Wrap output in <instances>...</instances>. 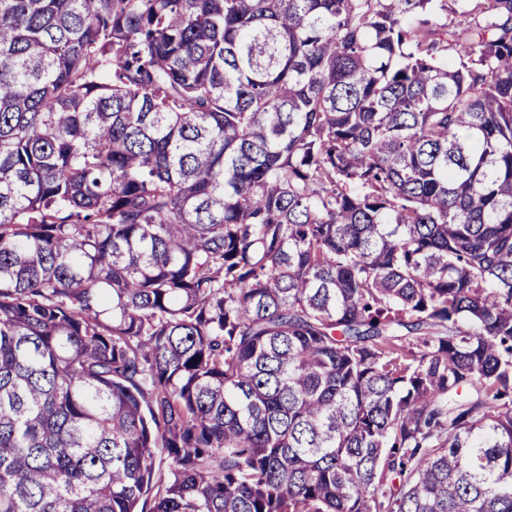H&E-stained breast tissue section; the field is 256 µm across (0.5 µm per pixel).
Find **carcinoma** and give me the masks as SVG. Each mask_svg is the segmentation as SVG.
<instances>
[{
  "instance_id": "obj_1",
  "label": "carcinoma",
  "mask_w": 512,
  "mask_h": 512,
  "mask_svg": "<svg viewBox=\"0 0 512 512\" xmlns=\"http://www.w3.org/2000/svg\"><path fill=\"white\" fill-rule=\"evenodd\" d=\"M0 512H512V0H0Z\"/></svg>"
}]
</instances>
